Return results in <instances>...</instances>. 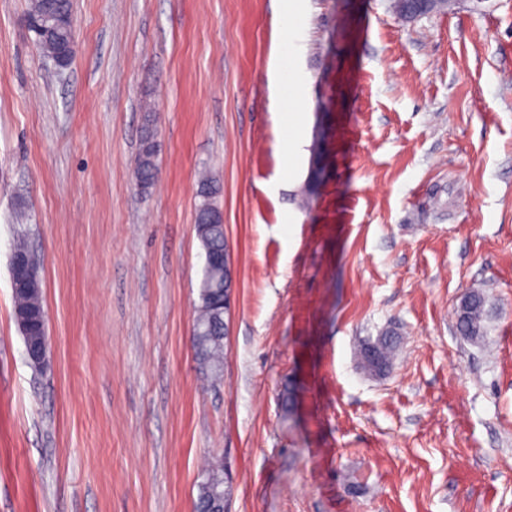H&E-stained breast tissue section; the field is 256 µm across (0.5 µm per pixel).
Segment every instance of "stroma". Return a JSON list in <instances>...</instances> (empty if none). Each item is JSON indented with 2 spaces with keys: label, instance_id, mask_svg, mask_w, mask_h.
<instances>
[{
  "label": "stroma",
  "instance_id": "35a3bbf8",
  "mask_svg": "<svg viewBox=\"0 0 512 512\" xmlns=\"http://www.w3.org/2000/svg\"><path fill=\"white\" fill-rule=\"evenodd\" d=\"M73 3L60 73L28 0H0V512H193L215 452L229 512H512V0L411 21L308 0L291 179L281 0ZM204 166L233 258L216 387L190 339ZM21 227L44 376L13 314ZM472 290L478 343L454 328ZM389 329L400 352L369 376L357 344ZM34 35L35 43L41 50L42 54H45L46 56H54L48 60L52 61L59 71L64 70L68 66V63L55 57H65L66 59L71 60L74 54V40L70 41L61 27L57 28L55 31L49 32H45L44 28H42L40 31L36 30ZM156 158L157 147L147 136L136 159V180L141 188H147L153 182L157 173ZM15 253H33V263L31 269L32 286L30 288L16 290L13 294L14 300V318L18 326L20 325L21 318L30 316L36 319L31 327H25L26 335H28V343L37 344L43 334V329L46 327V313L42 298V279L40 277V260L34 249L28 244L26 235L21 233L17 236L14 244L11 258ZM32 335L38 336H30Z\"/></svg>",
  "mask_w": 512,
  "mask_h": 512
}]
</instances>
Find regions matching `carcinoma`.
Here are the masks:
<instances>
[{"label":"carcinoma","instance_id":"obj_1","mask_svg":"<svg viewBox=\"0 0 512 512\" xmlns=\"http://www.w3.org/2000/svg\"><path fill=\"white\" fill-rule=\"evenodd\" d=\"M73 14V0H29L28 17L41 22L48 18L60 23ZM35 43L47 56L72 58L74 42L62 28L34 32ZM157 147L147 137L136 159V180L141 187H148L157 173ZM221 193L220 181L203 173L199 180V203L196 208V231L204 253L198 285V303L191 339L195 359L201 375L218 380L224 372V268L208 262L209 256L224 251V216L216 203ZM40 260L34 257L31 265L32 286L13 294L14 318L30 316L36 323L26 328L28 343L36 344L46 327V313L42 298ZM490 309L484 294L472 291L464 311L457 312V330L468 341L477 342L486 336ZM398 340H381L370 337L359 344L362 368L373 372L369 354L373 353L386 364L392 362ZM224 509V462L211 456L200 475L196 512H222Z\"/></svg>","mask_w":512,"mask_h":512}]
</instances>
